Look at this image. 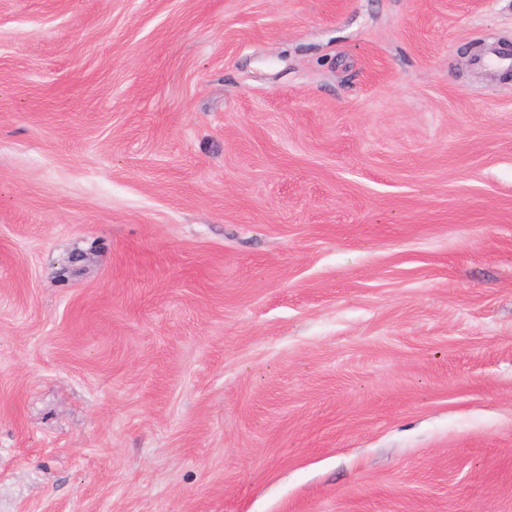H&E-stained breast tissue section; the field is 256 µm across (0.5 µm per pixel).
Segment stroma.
<instances>
[{"mask_svg":"<svg viewBox=\"0 0 512 512\" xmlns=\"http://www.w3.org/2000/svg\"><path fill=\"white\" fill-rule=\"evenodd\" d=\"M512 0H0V512H512Z\"/></svg>","mask_w":512,"mask_h":512,"instance_id":"stroma-1","label":"stroma"}]
</instances>
